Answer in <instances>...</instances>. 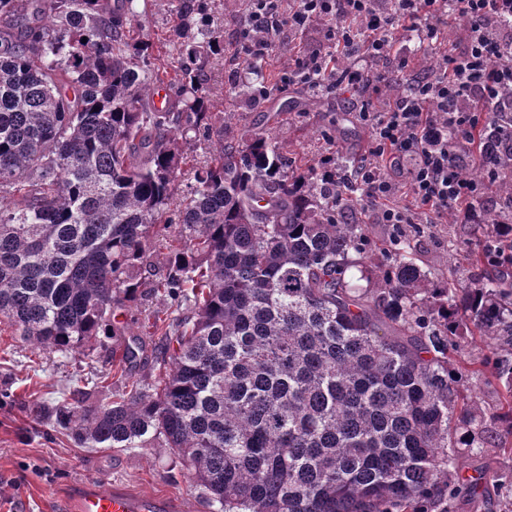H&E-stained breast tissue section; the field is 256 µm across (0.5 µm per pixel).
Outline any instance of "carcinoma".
<instances>
[{"mask_svg":"<svg viewBox=\"0 0 512 512\" xmlns=\"http://www.w3.org/2000/svg\"><path fill=\"white\" fill-rule=\"evenodd\" d=\"M137 2L0 0V318L47 353L123 347L35 419L83 448L170 449L220 512H455L512 484L460 470L512 454V288L437 285L402 242L366 256L363 225L336 218L357 191L288 179L264 135L219 138L171 209L224 120L203 93L219 41L207 0H170L179 57L153 68ZM148 295L172 303L150 380L115 313ZM477 335L509 341L485 359L493 408L451 362ZM213 156V144L210 141L201 140L197 143L195 150L189 154L186 164L182 167L181 175L175 182L176 191L174 202L176 205L186 196L194 184L193 175L197 167L207 164Z\"/></svg>","mask_w":512,"mask_h":512,"instance_id":"cac0c4a2","label":"carcinoma"}]
</instances>
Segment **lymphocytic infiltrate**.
<instances>
[{
  "label": "lymphocytic infiltrate",
  "mask_w": 512,
  "mask_h": 512,
  "mask_svg": "<svg viewBox=\"0 0 512 512\" xmlns=\"http://www.w3.org/2000/svg\"><path fill=\"white\" fill-rule=\"evenodd\" d=\"M452 14L466 23L464 51L443 55L437 75L418 82L413 94L394 98L389 111H372L366 100L379 93L383 76L347 65L346 57L362 48L373 58L390 56L392 35L401 27L442 44ZM316 17L329 20L327 37L338 54L302 59L292 75L307 82L329 75L330 87L362 101L360 115L372 128L374 147L371 161L361 162L352 176L365 195L374 201L387 198L393 189L391 170L409 157L414 161L410 186L423 208L453 213L461 200L479 198L482 184L463 175L458 159L464 150L483 153L475 130L493 113L512 112V100L502 96L512 88V0H398L393 15L379 11L376 0H296L290 9L285 0H246L243 64ZM349 18L360 21L362 42L350 39Z\"/></svg>",
  "instance_id": "f902f5d3"
}]
</instances>
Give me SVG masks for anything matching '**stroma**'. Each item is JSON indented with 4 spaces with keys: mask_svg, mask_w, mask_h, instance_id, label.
<instances>
[{
    "mask_svg": "<svg viewBox=\"0 0 512 512\" xmlns=\"http://www.w3.org/2000/svg\"><path fill=\"white\" fill-rule=\"evenodd\" d=\"M137 10L143 34L154 45L155 64L170 63L177 50L169 41L173 17L167 0H139ZM208 14L221 50L207 64L205 94L211 111L226 117L225 141L240 142L248 133L269 136L281 146L290 165L301 168L320 165L338 154L369 156L372 133L360 122L350 98L281 80L282 72L304 55L325 51L321 21L288 33L271 58L245 67L234 81L230 75L241 49L243 2L208 0ZM397 39L391 56L354 61L355 66L386 76L372 99L378 112L387 111L390 101L408 85L432 73L430 60L414 49L413 33H399ZM392 182L391 202L404 212L406 222L383 223L380 204L360 199L357 217L366 226L369 244L381 245L397 232L409 244L417 265L434 281L464 284L479 278L480 268L470 265L465 255L489 231L486 214L512 212L497 185H488L474 219L455 223L418 209L404 175L393 176ZM166 306L162 298L150 297L124 313L127 332L144 338L149 348L133 369L136 376L147 378L155 372L150 348L158 339L151 335L148 323L154 311ZM119 363L111 344L99 347L91 358L47 354L0 322V512H61L66 499L86 484L157 497L173 512H209L202 489L168 449L82 448L62 430L33 420L29 409L34 403L61 401L87 377L108 373Z\"/></svg>",
    "mask_w": 512,
    "mask_h": 512,
    "instance_id": "obj_1",
    "label": "stroma"
}]
</instances>
